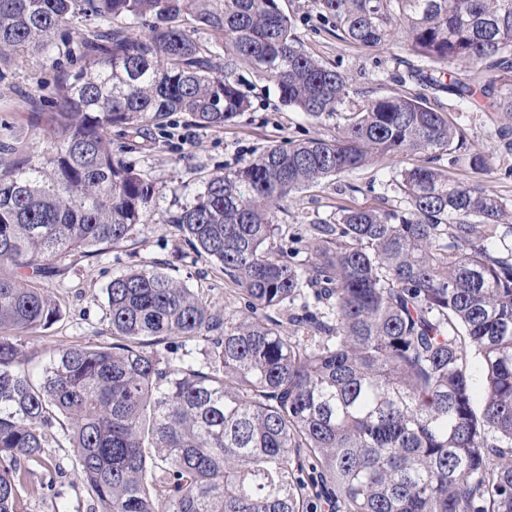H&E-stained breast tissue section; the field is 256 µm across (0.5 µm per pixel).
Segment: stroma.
Masks as SVG:
<instances>
[{
    "instance_id": "35a3bbf8",
    "label": "stroma",
    "mask_w": 512,
    "mask_h": 512,
    "mask_svg": "<svg viewBox=\"0 0 512 512\" xmlns=\"http://www.w3.org/2000/svg\"><path fill=\"white\" fill-rule=\"evenodd\" d=\"M284 12L295 25L305 50L323 63L351 77L349 100H363L383 94H423L418 82L404 85L391 76L402 62L423 67L422 59L412 55L401 42L385 49L368 50L336 37L319 7L318 0H280ZM75 57L51 59L30 57L22 66L0 71V143L15 147L17 154L42 152L52 147L55 138L47 128L30 123L33 112L54 109L53 85L59 69L75 67ZM240 88L249 96L250 111L221 129L200 126L182 113L169 119L164 135L144 139L119 128L108 134L115 158L132 164L154 188L156 216L142 224L135 237L124 246L89 258L69 256L57 262L54 272L37 284L56 301L60 315L49 329L24 341L23 349L31 369H39L49 351L72 344H108L112 337L107 327L106 286L112 277L129 269L161 266L171 277L185 283L203 297L215 316L225 310L244 312L243 302L233 296V284L215 262L200 256L186 242L178 225L164 223L191 206L203 189L205 179L223 174L241 159L258 154L267 146L291 140L330 137L336 132L335 119L312 122L301 113L284 106L272 83L259 80L248 69L240 71ZM439 103L458 114L468 141L483 150L484 169L472 168L467 156L453 152L442 157L440 165L452 177L477 183L512 207V151L497 138V127H512V116L486 111L483 102L460 106L447 94ZM404 158L394 159L389 168H366L348 180L329 178L292 193L277 214L284 235L299 234L310 241V227L332 221L342 207H388L401 205L403 198L391 183L396 170L407 166ZM356 185V192L344 190L345 182ZM70 448L46 449L41 462L30 464V482L40 485L36 496H22L21 512H91L90 489L77 476Z\"/></svg>"
}]
</instances>
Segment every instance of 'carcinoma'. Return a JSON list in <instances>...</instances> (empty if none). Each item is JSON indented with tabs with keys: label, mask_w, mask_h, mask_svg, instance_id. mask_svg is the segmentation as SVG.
<instances>
[{
	"label": "carcinoma",
	"mask_w": 512,
	"mask_h": 512,
	"mask_svg": "<svg viewBox=\"0 0 512 512\" xmlns=\"http://www.w3.org/2000/svg\"><path fill=\"white\" fill-rule=\"evenodd\" d=\"M320 7L336 36L398 39L427 62L411 77L512 115V0ZM81 15L95 24L58 71L54 147L0 168V512H18L22 465L60 430L92 512H512V209L439 167L467 149L455 115L400 94L347 107L348 75L306 52L278 0H0V66L70 53L55 36ZM242 67L338 119L168 218L247 313L220 319L162 268L130 269L106 287L112 344L27 368L21 339L59 309L22 272L119 248L151 211L108 131H163L176 112L221 129L251 108ZM396 157L413 159L393 176L404 206L340 209L303 258L273 248L290 193ZM171 339L206 359L153 350Z\"/></svg>",
	"instance_id": "1"
}]
</instances>
